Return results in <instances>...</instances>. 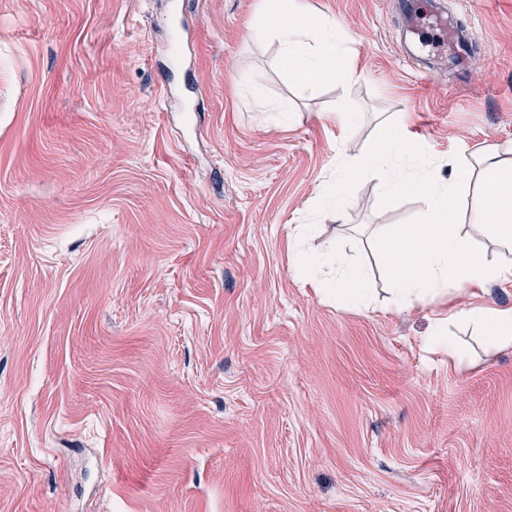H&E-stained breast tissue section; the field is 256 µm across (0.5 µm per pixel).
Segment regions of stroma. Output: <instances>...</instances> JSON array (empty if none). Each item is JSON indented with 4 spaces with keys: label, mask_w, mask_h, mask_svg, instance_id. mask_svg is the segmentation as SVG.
<instances>
[{
    "label": "stroma",
    "mask_w": 512,
    "mask_h": 512,
    "mask_svg": "<svg viewBox=\"0 0 512 512\" xmlns=\"http://www.w3.org/2000/svg\"><path fill=\"white\" fill-rule=\"evenodd\" d=\"M306 2L363 80L285 82L258 0H0V512H512V345L452 323L450 360L471 295L395 309L370 242L422 196L362 173L321 212L382 118L442 179L512 146V0H437L460 68L399 53L397 0ZM340 222L366 308L292 263Z\"/></svg>",
    "instance_id": "1"
}]
</instances>
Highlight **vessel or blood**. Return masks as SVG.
Instances as JSON below:
<instances>
[{
  "label": "vessel or blood",
  "mask_w": 512,
  "mask_h": 512,
  "mask_svg": "<svg viewBox=\"0 0 512 512\" xmlns=\"http://www.w3.org/2000/svg\"><path fill=\"white\" fill-rule=\"evenodd\" d=\"M407 33L422 38L424 45L435 46L438 57L459 58L462 47L459 29L434 0H405L402 12Z\"/></svg>",
  "instance_id": "b4317fda"
}]
</instances>
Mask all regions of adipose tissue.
<instances>
[{"mask_svg":"<svg viewBox=\"0 0 512 512\" xmlns=\"http://www.w3.org/2000/svg\"><path fill=\"white\" fill-rule=\"evenodd\" d=\"M256 40L277 44L279 63L289 82L305 91L323 83L344 86L362 73L353 63L347 38L335 18L308 8L304 0H260L250 26ZM384 150L346 155L343 177L329 189V199L343 194L349 177L379 170L386 196L421 193L424 209L417 223L402 225L397 235L373 232L383 253L397 307L450 298L487 283L512 282V147H485L449 161L447 180L434 175L430 157L410 141L404 121L388 122ZM474 198L472 221L495 246V254L475 250L463 234V207ZM295 265L317 292L346 304L367 300L361 272L340 259L339 251L320 252L296 243ZM458 321L480 328L488 346L512 345V309L476 305L457 312Z\"/></svg>","mask_w":512,"mask_h":512,"instance_id":"1","label":"adipose tissue"}]
</instances>
